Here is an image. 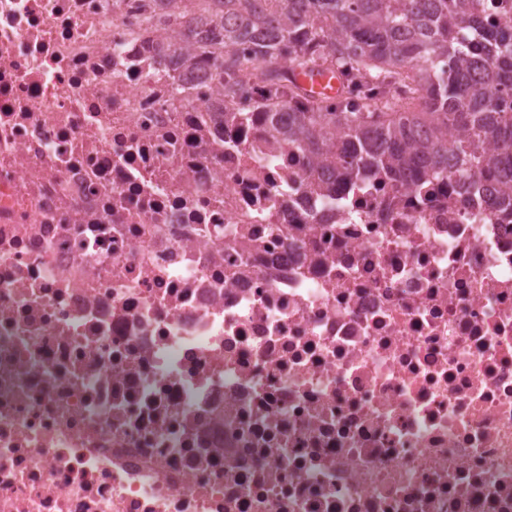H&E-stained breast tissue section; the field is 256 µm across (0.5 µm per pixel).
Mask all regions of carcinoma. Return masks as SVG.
Returning a JSON list of instances; mask_svg holds the SVG:
<instances>
[{
	"instance_id": "1",
	"label": "carcinoma",
	"mask_w": 512,
	"mask_h": 512,
	"mask_svg": "<svg viewBox=\"0 0 512 512\" xmlns=\"http://www.w3.org/2000/svg\"><path fill=\"white\" fill-rule=\"evenodd\" d=\"M233 28L209 0H171L179 45H206L222 99L255 96L268 112L288 111L274 139L301 147L317 185L373 171L390 182L440 175L463 183L474 167L512 188V112L492 92L512 84V32L485 35L492 58L463 56L456 28L484 30L480 0H222ZM282 58L288 67L273 61ZM356 78L365 91L333 110L308 95L298 75L314 70ZM460 136L448 144V128Z\"/></svg>"
}]
</instances>
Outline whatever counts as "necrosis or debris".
Segmentation results:
<instances>
[{"label":"necrosis or debris","instance_id":"1","mask_svg":"<svg viewBox=\"0 0 512 512\" xmlns=\"http://www.w3.org/2000/svg\"><path fill=\"white\" fill-rule=\"evenodd\" d=\"M167 12L0 0V512H512V192L316 188Z\"/></svg>","mask_w":512,"mask_h":512}]
</instances>
